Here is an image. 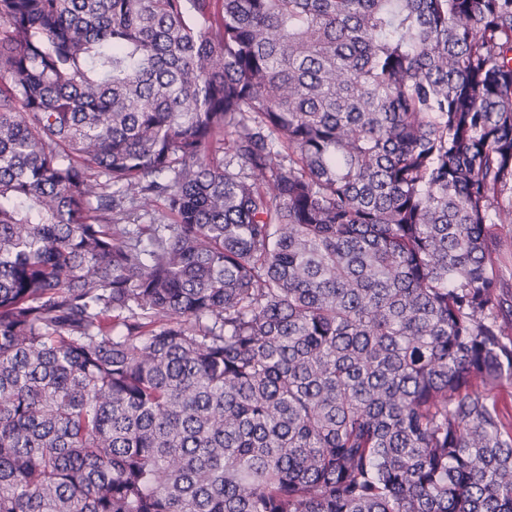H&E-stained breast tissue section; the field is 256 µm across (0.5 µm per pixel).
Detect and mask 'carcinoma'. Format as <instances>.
<instances>
[{"label": "carcinoma", "mask_w": 512, "mask_h": 512, "mask_svg": "<svg viewBox=\"0 0 512 512\" xmlns=\"http://www.w3.org/2000/svg\"><path fill=\"white\" fill-rule=\"evenodd\" d=\"M505 224L512 0H0V512H512Z\"/></svg>", "instance_id": "carcinoma-1"}]
</instances>
